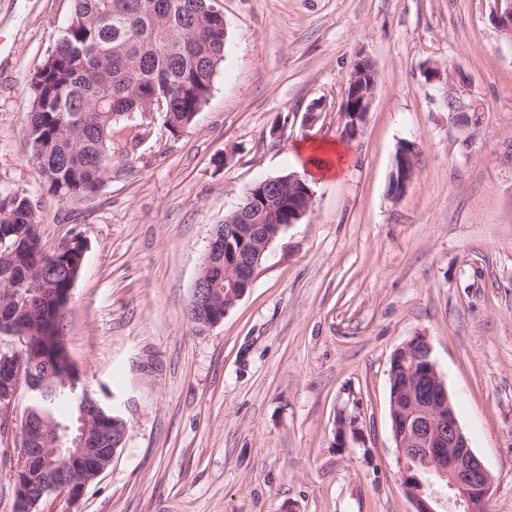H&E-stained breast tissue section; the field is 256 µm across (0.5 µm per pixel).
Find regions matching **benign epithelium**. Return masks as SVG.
I'll return each instance as SVG.
<instances>
[{"mask_svg": "<svg viewBox=\"0 0 512 512\" xmlns=\"http://www.w3.org/2000/svg\"><path fill=\"white\" fill-rule=\"evenodd\" d=\"M492 21L512 37V0H492ZM355 64L346 82L342 109L344 134L357 136L370 111L373 87L362 83ZM446 100L455 107L453 123L466 128L479 123L483 108L469 104L452 92ZM416 149L396 156L391 182H400L394 196L404 194L415 167ZM300 184L297 200L287 199L282 185ZM248 207L238 210L218 225L210 239L207 256L195 280L190 308L201 328L219 324L224 315L251 287L261 257L279 234L299 223L311 210L313 192L297 174L287 180L266 178L248 188ZM28 330L18 324L0 325V336L9 341L0 352V437L13 436L9 412L21 387L30 394H46L55 387L76 394L80 411L76 433L46 423L23 421L18 443L6 448L13 461L12 480L18 512H40L47 497L55 494L68 502L80 499L86 486L112 463L119 445L115 433L126 432L119 416H108L83 383L72 359L56 366L50 376H38L25 361L20 347ZM389 406L393 438L397 448L399 478L412 500L415 512H485L492 491V475L472 450L457 420L444 381L432 359L424 336L398 349L389 369ZM51 427L55 440L45 448L32 447L34 435Z\"/></svg>", "mask_w": 512, "mask_h": 512, "instance_id": "7a95c632", "label": "benign epithelium"}]
</instances>
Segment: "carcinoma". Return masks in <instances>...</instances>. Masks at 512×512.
I'll list each match as a JSON object with an SVG mask.
<instances>
[{
  "label": "carcinoma",
  "instance_id": "carcinoma-1",
  "mask_svg": "<svg viewBox=\"0 0 512 512\" xmlns=\"http://www.w3.org/2000/svg\"><path fill=\"white\" fill-rule=\"evenodd\" d=\"M224 16L212 0H73L69 22L56 35L40 77L31 83L27 129L40 180L62 198L95 195L112 171V125L133 114L158 110L174 115L177 133L206 104L216 72L224 63ZM15 256L11 285L25 282L14 297L0 294V315L30 330L27 359L56 346L50 318L69 287L80 249L57 257L48 289L39 287L42 261L37 221L27 197H0V252ZM32 414L58 424L77 416V404L62 388L26 404Z\"/></svg>",
  "mask_w": 512,
  "mask_h": 512
}]
</instances>
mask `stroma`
<instances>
[{"instance_id": "35a3bbf8", "label": "stroma", "mask_w": 512, "mask_h": 512, "mask_svg": "<svg viewBox=\"0 0 512 512\" xmlns=\"http://www.w3.org/2000/svg\"><path fill=\"white\" fill-rule=\"evenodd\" d=\"M224 64L195 120L112 127L93 197L46 191L25 144L30 84L72 0H0V190L43 250L80 237L64 315L85 384L126 422L112 465L47 512H414L398 477L390 361L426 336L470 446L512 512V37L491 0H218ZM371 109L343 133L346 79ZM449 81L429 82L430 68ZM481 105L457 127L447 92ZM321 106L307 119L311 103ZM339 144L337 176L270 246L217 326L185 316L214 227L255 182ZM416 143L406 193H389ZM346 438H339L340 421ZM365 62L359 61L355 64L345 86L342 112H344L346 121L344 134L348 138L357 136L373 101V85L367 87L364 84V75L360 72V69L365 67ZM361 80L362 83L360 84ZM348 100L351 102L350 111H347Z\"/></svg>"}]
</instances>
